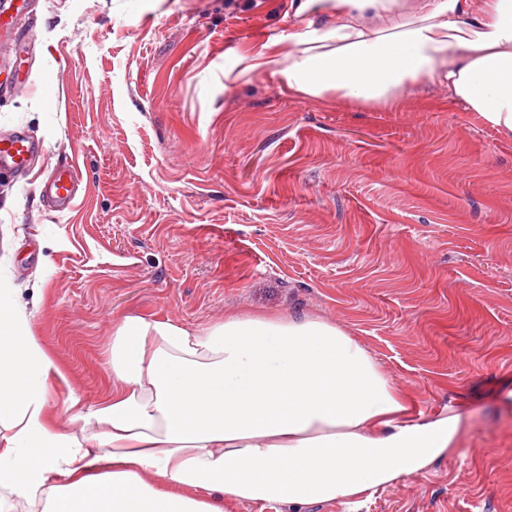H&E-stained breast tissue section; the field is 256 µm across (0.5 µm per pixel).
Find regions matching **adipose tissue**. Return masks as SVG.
Wrapping results in <instances>:
<instances>
[{
    "instance_id": "adipose-tissue-1",
    "label": "adipose tissue",
    "mask_w": 512,
    "mask_h": 512,
    "mask_svg": "<svg viewBox=\"0 0 512 512\" xmlns=\"http://www.w3.org/2000/svg\"><path fill=\"white\" fill-rule=\"evenodd\" d=\"M287 33L239 54L289 96L365 112L424 82L512 139V0H291ZM0 281V512H305L359 505L461 445L455 403L413 416L366 345L318 316L188 327L127 315L112 387L55 422L68 377Z\"/></svg>"
}]
</instances>
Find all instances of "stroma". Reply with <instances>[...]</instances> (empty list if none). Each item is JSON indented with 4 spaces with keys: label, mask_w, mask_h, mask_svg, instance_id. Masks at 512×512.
Masks as SVG:
<instances>
[{
    "label": "stroma",
    "mask_w": 512,
    "mask_h": 512,
    "mask_svg": "<svg viewBox=\"0 0 512 512\" xmlns=\"http://www.w3.org/2000/svg\"><path fill=\"white\" fill-rule=\"evenodd\" d=\"M288 4L32 0L0 41V133L46 154L0 178V276L85 407L126 315L334 320L416 411L453 395L471 418L360 512H512V139L428 82L396 112L293 98L268 71L225 86ZM56 168L79 183L64 210Z\"/></svg>",
    "instance_id": "stroma-1"
}]
</instances>
